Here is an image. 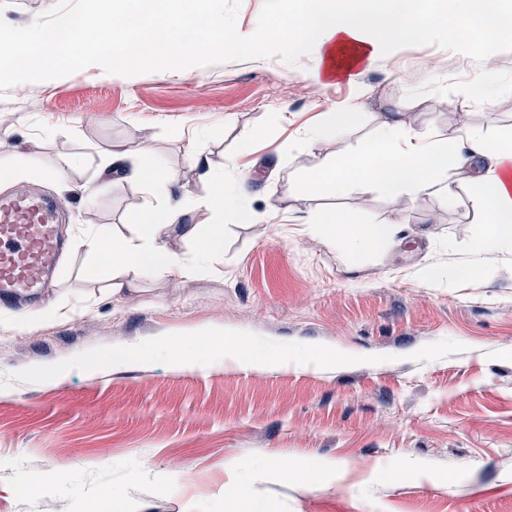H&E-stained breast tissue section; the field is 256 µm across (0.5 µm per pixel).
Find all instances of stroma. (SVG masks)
I'll return each instance as SVG.
<instances>
[{"mask_svg":"<svg viewBox=\"0 0 512 512\" xmlns=\"http://www.w3.org/2000/svg\"><path fill=\"white\" fill-rule=\"evenodd\" d=\"M318 62L314 51L296 67L256 58L128 78L92 65L0 100V162L34 170L0 195L52 196L62 224L128 238L159 207L142 185H97L101 151L178 171L171 193L190 206L214 173L246 172L247 204L263 218L225 211L212 269L158 272L117 297L111 262L68 236L47 319L0 310V512H94L106 496L142 512H224L225 486L252 483L267 512H512V253L459 277L485 225L447 194L468 197L470 186L440 175L407 205L393 245L357 251L327 245L309 224L338 209L381 221L394 194L300 186L314 165L307 133L334 112L351 115L329 136L338 163L380 135L390 112L452 148L470 131L512 141V42L437 31L322 84L309 78ZM488 70L501 90L484 104L467 88ZM62 166L66 177L53 179ZM203 330L355 360L190 370L153 351ZM270 461L307 476L278 481ZM61 471L67 481L51 491L20 488L23 475Z\"/></svg>","mask_w":512,"mask_h":512,"instance_id":"1","label":"stroma"}]
</instances>
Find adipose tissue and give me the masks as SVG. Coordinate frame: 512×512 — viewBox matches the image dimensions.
Returning <instances> with one entry per match:
<instances>
[{"mask_svg":"<svg viewBox=\"0 0 512 512\" xmlns=\"http://www.w3.org/2000/svg\"><path fill=\"white\" fill-rule=\"evenodd\" d=\"M473 22L491 35L512 38V11L503 10L499 0H455V13L449 17L424 9L421 0H387L383 18L367 9L336 6L334 0H305L304 10L279 20L271 27L270 36L292 47L304 42L316 44L320 58L312 78L320 83L351 74L361 63L371 62L381 48L403 39L423 38L439 27L455 35ZM329 132V127L323 126L309 133L315 165L305 180L307 192L324 189L346 196L368 184L414 201L437 184L440 172L464 170L474 189L469 202L482 212L487 224L474 246V255L512 252V141L493 143L472 135L466 150L452 153L447 146L422 137L404 113L394 112L376 139L365 142L354 158L338 165L321 151ZM98 172L104 178L114 176L140 184L166 199L162 208L144 214L135 237L118 240L108 231L81 229L80 241L88 255L111 258L109 291L115 296L135 287L149 273L161 270L187 277L202 265L217 261L224 249L219 218L225 210H236L251 222L258 219L254 211L242 207V187L221 177L208 183L206 197L197 208L200 222L188 224L184 221L186 206L168 197L178 172L141 157L123 155L103 159ZM405 221L404 214L399 213L377 224H363L354 214L329 212L318 217L311 230L330 246L351 249L361 244H392L397 225ZM173 237L196 242L195 258L189 260L170 251L167 241ZM198 341L195 348L169 349L171 361L182 366L202 361L235 363L244 346L242 339L221 333L203 334Z\"/></svg>","mask_w":512,"mask_h":512,"instance_id":"obj_1","label":"adipose tissue"}]
</instances>
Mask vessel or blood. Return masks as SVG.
<instances>
[{
  "instance_id": "1",
  "label": "vessel or blood",
  "mask_w": 512,
  "mask_h": 512,
  "mask_svg": "<svg viewBox=\"0 0 512 512\" xmlns=\"http://www.w3.org/2000/svg\"><path fill=\"white\" fill-rule=\"evenodd\" d=\"M56 212L33 192L0 197V308L21 311L55 278L65 252Z\"/></svg>"
}]
</instances>
